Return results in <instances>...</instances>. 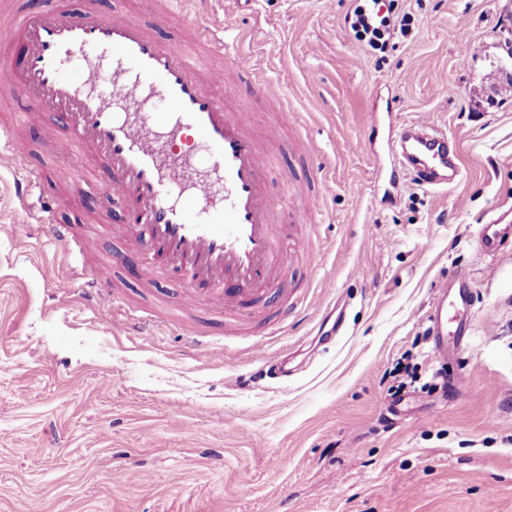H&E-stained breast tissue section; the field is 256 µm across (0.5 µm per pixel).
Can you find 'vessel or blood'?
I'll return each mask as SVG.
<instances>
[{
    "label": "vessel or blood",
    "mask_w": 512,
    "mask_h": 512,
    "mask_svg": "<svg viewBox=\"0 0 512 512\" xmlns=\"http://www.w3.org/2000/svg\"><path fill=\"white\" fill-rule=\"evenodd\" d=\"M188 3L201 11L207 0H163L150 25L126 10L101 15L98 0H84L78 11L68 0L30 8L0 31V94L24 99L31 112L53 115L43 148L67 158L71 183L122 197L126 222L119 232L129 256L139 261L142 281L188 276L181 291V313L191 321L185 334L194 348L220 359L223 344L205 339L210 322L246 316L250 303L273 296L297 261L296 251L282 247V217L302 223L318 184L293 178L271 190L275 158L289 148L308 154L312 147L289 143L278 124L255 136V105L282 112L286 104L263 77L242 91L240 77L254 66L225 43L223 29L186 24L223 60L220 68L197 62L185 41L159 36ZM145 96L163 100L165 112H137ZM0 159L16 170L19 215L37 216L56 242L82 251L74 226L54 222L55 203L42 193L44 176L30 168L28 142L15 128H0ZM374 165L393 186L410 177L442 190L462 176L456 146L427 121L405 123L388 158H375ZM174 166L182 169L181 182L171 179ZM477 248L487 256L512 250V212L481 225ZM74 279L83 283L79 298L85 306L104 312L123 307L108 268L90 273L75 261L72 279L57 280L58 291L66 292ZM453 283L454 298L440 296L430 314L438 356L449 336L467 334L458 310L472 276L458 269Z\"/></svg>",
    "instance_id": "vessel-or-blood-1"
}]
</instances>
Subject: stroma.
Masks as SVG:
<instances>
[{"label":"stroma","instance_id":"1","mask_svg":"<svg viewBox=\"0 0 512 512\" xmlns=\"http://www.w3.org/2000/svg\"><path fill=\"white\" fill-rule=\"evenodd\" d=\"M388 19L385 51L359 41L356 6ZM203 21L280 91L313 152L284 151L275 183L323 179L313 221L284 224L317 265L289 270L288 330L252 350L269 309L225 321L223 360L190 353L173 325L135 336L121 319L62 298L71 260L41 224L19 222L0 165V512H512V254L480 255V224L512 209V79L502 43L512 0H212ZM428 120L456 140L461 182L390 191L374 168L372 110ZM47 169L60 214L82 228L87 266L109 264L132 307L166 316L180 280L143 283L121 239L124 203ZM470 268V332L449 343L447 393L392 405L404 353L418 381L439 368L426 315L452 272ZM364 278H353L355 269ZM343 295L344 336L307 338ZM294 353L288 382H255L263 354Z\"/></svg>","mask_w":512,"mask_h":512}]
</instances>
